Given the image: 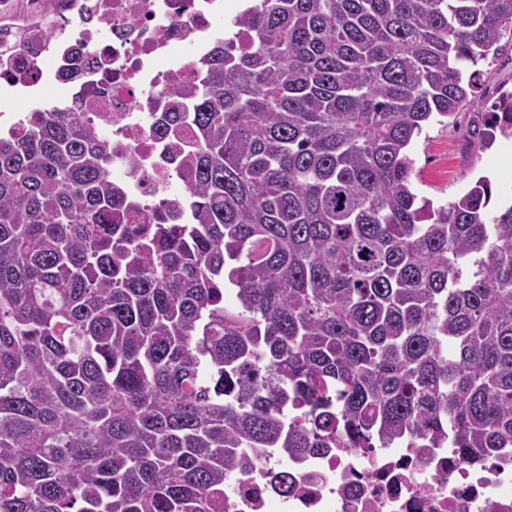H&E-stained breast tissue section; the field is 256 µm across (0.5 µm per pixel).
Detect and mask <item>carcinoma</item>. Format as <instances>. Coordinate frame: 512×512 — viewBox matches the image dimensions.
<instances>
[{
    "label": "carcinoma",
    "mask_w": 512,
    "mask_h": 512,
    "mask_svg": "<svg viewBox=\"0 0 512 512\" xmlns=\"http://www.w3.org/2000/svg\"><path fill=\"white\" fill-rule=\"evenodd\" d=\"M229 27L157 117L195 135L187 223L61 109L0 134V512H224L246 448L512 450V195L435 207L410 154L512 0H253ZM491 119L512 134V93Z\"/></svg>",
    "instance_id": "1"
}]
</instances>
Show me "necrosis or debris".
<instances>
[{"label": "necrosis or debris", "mask_w": 512, "mask_h": 512, "mask_svg": "<svg viewBox=\"0 0 512 512\" xmlns=\"http://www.w3.org/2000/svg\"><path fill=\"white\" fill-rule=\"evenodd\" d=\"M94 24L81 25L73 0L71 35L47 38L43 28L21 30L24 55L0 42V129L22 122L15 97L41 101L49 84L63 86L84 124L112 143V179L148 208L178 206L179 162L174 147L191 153L194 136L176 139L156 128L159 105L194 80L193 64L224 31V0H92ZM112 51V75L83 69L65 79L73 59L94 49ZM288 471V483L278 475ZM226 512H512V454L482 467L460 461L453 448H332L295 461L261 458L224 484Z\"/></svg>", "instance_id": "obj_1"}]
</instances>
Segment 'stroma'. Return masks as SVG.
I'll return each mask as SVG.
<instances>
[{"mask_svg":"<svg viewBox=\"0 0 512 512\" xmlns=\"http://www.w3.org/2000/svg\"><path fill=\"white\" fill-rule=\"evenodd\" d=\"M481 70L475 101L432 122L412 144L416 191L434 203H446L482 176L495 188L512 191V138L484 135L491 106L502 93H512V43Z\"/></svg>","mask_w":512,"mask_h":512,"instance_id":"35a3bbf8","label":"stroma"}]
</instances>
